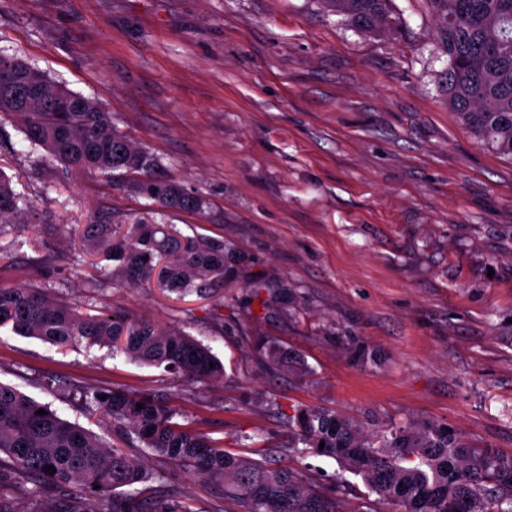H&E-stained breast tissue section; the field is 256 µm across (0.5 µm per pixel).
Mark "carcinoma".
<instances>
[{
  "instance_id": "cac0c4a2",
  "label": "carcinoma",
  "mask_w": 512,
  "mask_h": 512,
  "mask_svg": "<svg viewBox=\"0 0 512 512\" xmlns=\"http://www.w3.org/2000/svg\"><path fill=\"white\" fill-rule=\"evenodd\" d=\"M363 35L392 32L391 0H324ZM435 19L433 37L448 56L441 89L481 142L512 159V0H427ZM35 86L33 98L17 89ZM71 110L56 112V98ZM20 129L41 159L120 178L121 186L154 201L159 210L200 213L206 201L186 192L149 148L132 142L97 102L61 87L14 55L0 51V145L5 124ZM25 199L0 169V230L22 223ZM81 242L92 256L119 262L129 285L157 286L180 296L203 294L226 283L231 270L224 242L182 234L172 224L141 217L128 223L86 224ZM58 346L82 341L162 368L192 382L221 381L224 364L210 347L180 329H162L118 311L87 315L49 289L0 288V328ZM256 360L272 374L292 373L300 359L273 341L256 340ZM89 414L112 418L123 440L148 448L191 470L204 482L224 485V498L245 512H379L392 503L399 512H512V458L490 448H472L460 436L431 423L384 429L370 435L333 412L304 407L290 417L287 451L298 458L330 457L362 478L375 499L350 509L343 476L325 488L303 469L258 462L230 453L217 440L174 422L175 410L153 393L89 389ZM46 414H37L38 410ZM0 455L3 480L25 488L26 512H189L150 497L137 484L147 480L144 460L109 445L60 417L47 404L0 383ZM54 467L55 471L48 470ZM127 488L119 493L117 489ZM72 493L49 506L50 489Z\"/></svg>"
}]
</instances>
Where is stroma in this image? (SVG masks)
I'll return each instance as SVG.
<instances>
[{
	"mask_svg": "<svg viewBox=\"0 0 512 512\" xmlns=\"http://www.w3.org/2000/svg\"><path fill=\"white\" fill-rule=\"evenodd\" d=\"M395 33L365 36L322 0H0V50L102 103L151 149L204 214L170 210L187 236L230 246L235 277L205 295L130 286L83 255L77 225L129 222L151 200L89 172L34 161L23 134L0 169L31 203L0 237V286L51 289L80 312L118 310L176 327L223 361L220 382L86 344L0 330V382L107 442L84 388L150 391L179 423L264 460L286 452L293 410L319 407L377 432L430 421L512 456V160L477 141L443 102L447 56L426 0H392ZM290 287L291 314L246 312ZM260 335L309 376L267 374ZM153 496L192 512H242L183 466L144 452Z\"/></svg>",
	"mask_w": 512,
	"mask_h": 512,
	"instance_id": "1",
	"label": "stroma"
}]
</instances>
